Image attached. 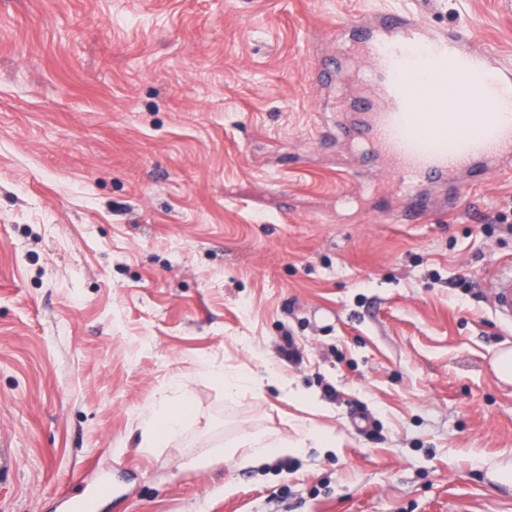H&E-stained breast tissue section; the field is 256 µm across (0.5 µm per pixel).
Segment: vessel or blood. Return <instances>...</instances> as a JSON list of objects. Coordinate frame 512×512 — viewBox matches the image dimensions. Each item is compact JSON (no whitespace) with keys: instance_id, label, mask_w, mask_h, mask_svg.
Returning <instances> with one entry per match:
<instances>
[{"instance_id":"vessel-or-blood-1","label":"vessel or blood","mask_w":512,"mask_h":512,"mask_svg":"<svg viewBox=\"0 0 512 512\" xmlns=\"http://www.w3.org/2000/svg\"><path fill=\"white\" fill-rule=\"evenodd\" d=\"M363 32L367 94L351 105V118L336 135L368 146L387 161L398 192L411 206L398 212L402 224L420 222L428 211L419 189L447 181L449 173L477 172V163L512 145V126L498 115L512 113V65L462 30L430 32L411 14H385L377 28L363 19L351 23ZM430 100L432 111L419 109ZM458 126L479 122V136L457 133ZM492 308L512 325V268L493 274Z\"/></svg>"}]
</instances>
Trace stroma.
<instances>
[{
	"instance_id": "1",
	"label": "stroma",
	"mask_w": 512,
	"mask_h": 512,
	"mask_svg": "<svg viewBox=\"0 0 512 512\" xmlns=\"http://www.w3.org/2000/svg\"><path fill=\"white\" fill-rule=\"evenodd\" d=\"M504 2L0 0V512L100 470L122 497L94 512H512L487 278L512 161L392 223L384 166L336 136L364 63L316 67L407 6L512 52ZM181 384V434L142 448ZM269 432L263 463L227 455Z\"/></svg>"
}]
</instances>
